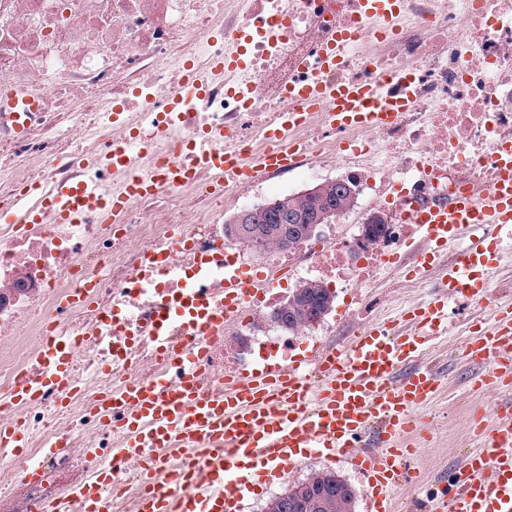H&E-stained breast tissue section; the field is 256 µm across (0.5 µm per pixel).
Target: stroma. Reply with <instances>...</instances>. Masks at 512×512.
Segmentation results:
<instances>
[{"label":"stroma","instance_id":"obj_1","mask_svg":"<svg viewBox=\"0 0 512 512\" xmlns=\"http://www.w3.org/2000/svg\"><path fill=\"white\" fill-rule=\"evenodd\" d=\"M496 249L502 256L500 266L489 276L494 287L485 302L457 297L448 304L446 334L433 337L422 354L442 377L441 389L430 406L422 410L421 429L415 434L419 457L412 466V481L394 496L395 512H408L412 497L435 484L438 477L454 466L466 450L474 448V414L483 410L486 423L496 420L497 403L506 393L491 394L470 390L467 384L474 367L464 356L467 337L493 323L498 308L512 305V288L498 287L497 281L512 274V236L496 238Z\"/></svg>","mask_w":512,"mask_h":512}]
</instances>
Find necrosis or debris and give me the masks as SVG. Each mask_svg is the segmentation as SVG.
<instances>
[{"instance_id":"4bbe7bcc","label":"necrosis or debris","mask_w":512,"mask_h":512,"mask_svg":"<svg viewBox=\"0 0 512 512\" xmlns=\"http://www.w3.org/2000/svg\"><path fill=\"white\" fill-rule=\"evenodd\" d=\"M364 0H0V102L29 112L23 133L0 111V425L22 423L35 478L13 476L0 454V512H33L66 501L93 482L112 451H127L125 473L104 489L113 512H138L139 460L99 410L100 398L174 371L157 335L181 343L182 321L160 323L163 300L198 283L224 300V271L251 276L253 288L223 327L204 335V389H223L241 369L226 342L277 305L279 283L315 276L342 288L363 331L375 306L366 293L427 288L424 271L403 274L420 208L482 191L512 152V0H394L392 24L368 23ZM356 34L328 80L389 81L412 105L391 123L333 131L323 109L305 114L288 137L290 169L317 177L337 159L371 174L376 202L394 222L378 243L329 233L296 249L242 246L224 238V204L256 199L279 171L225 182L198 167L199 149L235 150L240 165L273 150L262 131L288 109L284 92L301 63ZM224 72H213L215 61ZM192 166L189 179L128 199L117 213L96 210L77 224L26 223L65 180L126 197L130 175ZM160 265L141 266L144 252ZM70 346L65 393L18 403L14 389L34 380L46 340Z\"/></svg>"}]
</instances>
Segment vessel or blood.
Returning a JSON list of instances; mask_svg holds the SVG:
<instances>
[{
	"mask_svg": "<svg viewBox=\"0 0 512 512\" xmlns=\"http://www.w3.org/2000/svg\"><path fill=\"white\" fill-rule=\"evenodd\" d=\"M336 62L335 46L319 51L305 75L289 86L288 110L280 126L265 131L266 139L286 140L310 107H324L335 128L389 123L408 107L407 99L395 96L382 82L326 81ZM198 159L201 166L234 180L288 165L287 154L278 151L261 154L250 168L204 149ZM189 175L186 168L167 165L158 179H132L128 195H144L161 184L174 187ZM106 205L117 210L124 202L106 201L90 182L65 183L45 200L43 209L57 223L73 224L85 211ZM414 222L424 247L437 258L434 268L443 292L415 307L410 317L368 327L346 345L315 352L310 369H256L226 381L223 396L215 398L200 389V350L191 346L176 353L167 337H156L158 349L178 360L175 376L105 400L127 446L150 451L140 462L147 490L139 512H237L257 480L283 475L287 465L309 453L331 462L340 457L362 468L374 512H394V491L407 480L417 454L411 443L417 414L440 386L438 373L415 360L429 336L446 332L449 299L479 295L497 267L485 229L512 224V161H501L500 176L489 190L465 192L452 203L428 207ZM224 288V303L210 304L198 289L189 288L161 311L166 318L188 320L201 309L206 324L217 327L248 292L231 271L224 274ZM43 355L36 389H61L70 380L66 342L47 341ZM465 356L483 367L471 380L473 389L512 385L511 308H498L490 329L467 342ZM475 438L477 448L449 469L448 488L435 502L443 512H512V410L498 414L493 425H481ZM111 482L107 467L97 482L75 486L71 494L86 512H111L102 495Z\"/></svg>",
	"mask_w": 512,
	"mask_h": 512,
	"instance_id": "b4317fda",
	"label": "vessel or blood"
}]
</instances>
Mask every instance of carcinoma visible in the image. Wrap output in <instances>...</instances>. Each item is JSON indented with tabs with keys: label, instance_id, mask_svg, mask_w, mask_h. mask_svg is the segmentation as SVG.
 <instances>
[{
	"label": "carcinoma",
	"instance_id": "carcinoma-1",
	"mask_svg": "<svg viewBox=\"0 0 512 512\" xmlns=\"http://www.w3.org/2000/svg\"><path fill=\"white\" fill-rule=\"evenodd\" d=\"M357 197L339 192L334 182L324 184L310 196H283L278 198L277 208L265 217V223H277L279 213L292 210H308L311 214L324 213L330 208L347 212L354 207ZM299 295L288 299L284 310L288 330L298 332L310 326V311L326 314L332 307L335 293L322 282L307 280L300 283ZM355 494L350 485L331 471L312 473L304 487L294 485L280 495L270 499L264 512H353Z\"/></svg>",
	"mask_w": 512,
	"mask_h": 512
}]
</instances>
